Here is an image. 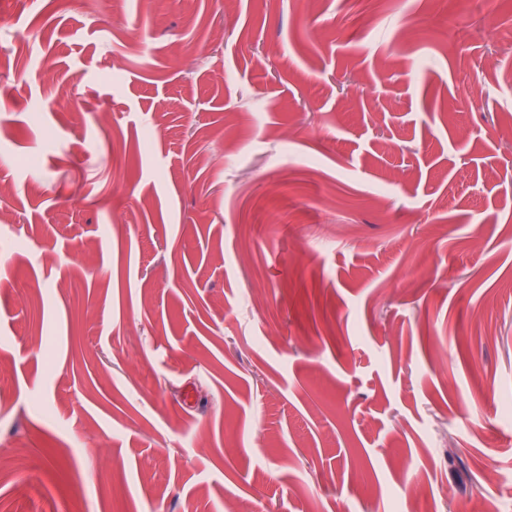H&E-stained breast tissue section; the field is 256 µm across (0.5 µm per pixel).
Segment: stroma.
<instances>
[{
  "label": "stroma",
  "instance_id": "stroma-1",
  "mask_svg": "<svg viewBox=\"0 0 512 512\" xmlns=\"http://www.w3.org/2000/svg\"><path fill=\"white\" fill-rule=\"evenodd\" d=\"M489 495L512 0H0V512Z\"/></svg>",
  "mask_w": 512,
  "mask_h": 512
}]
</instances>
